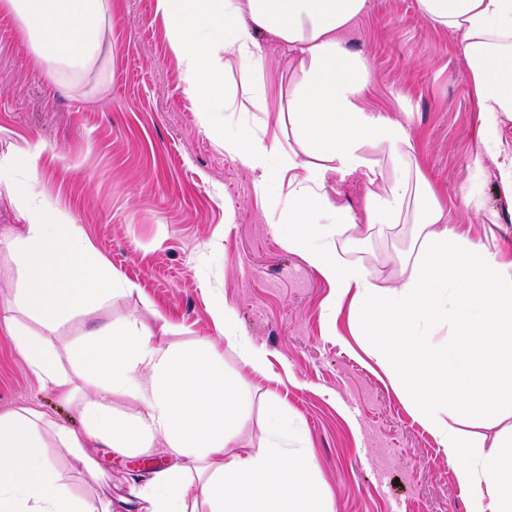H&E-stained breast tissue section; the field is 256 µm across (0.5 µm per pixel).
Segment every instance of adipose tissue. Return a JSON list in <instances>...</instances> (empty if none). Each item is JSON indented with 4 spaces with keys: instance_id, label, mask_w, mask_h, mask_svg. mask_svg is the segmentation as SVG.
Masks as SVG:
<instances>
[{
    "instance_id": "adipose-tissue-1",
    "label": "adipose tissue",
    "mask_w": 512,
    "mask_h": 512,
    "mask_svg": "<svg viewBox=\"0 0 512 512\" xmlns=\"http://www.w3.org/2000/svg\"><path fill=\"white\" fill-rule=\"evenodd\" d=\"M369 0H156L170 47L197 106L201 127L225 154L257 176L282 237L334 291L351 298V319L392 372V382L438 439L459 485L470 488L467 512H512V259L467 238L427 179L408 121L367 109L370 73L346 35ZM429 24L459 36L470 74L482 147L496 152L499 181L512 204V146L501 137L512 121V0H417ZM16 18L44 76L93 65L112 17V0H0ZM296 53L288 111L270 134L227 128L241 101L268 108L267 56L258 34ZM291 138H283V129ZM38 153H0V189L20 196L24 222L0 241L19 276L13 303L0 314L17 351L38 380L79 410L81 429L57 424L27 404L0 413V512H116L111 497L78 496L49 455L65 451L93 480L111 485L97 447L150 453L163 440L170 457L136 496L139 512H335L319 492L310 446L281 412L268 418V442L237 449L234 428L249 410L242 377L227 376L212 345L195 351L164 346L137 316L91 330L71 350V369L46 328L134 288L101 258L81 228L37 190ZM360 176L369 186L364 218L331 201L329 178ZM287 182L288 199L272 188ZM412 223L415 255H401L393 284L343 257L340 240ZM227 351L252 373L266 372L265 352L237 333L218 308ZM451 323L447 342L431 327ZM126 396L140 411H112ZM500 424L491 442L465 435L448 412Z\"/></svg>"
}]
</instances>
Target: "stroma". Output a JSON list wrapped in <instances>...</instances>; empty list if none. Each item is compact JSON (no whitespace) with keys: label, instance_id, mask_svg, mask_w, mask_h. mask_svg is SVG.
<instances>
[{"label":"stroma","instance_id":"stroma-1","mask_svg":"<svg viewBox=\"0 0 512 512\" xmlns=\"http://www.w3.org/2000/svg\"><path fill=\"white\" fill-rule=\"evenodd\" d=\"M371 78L365 107L410 116L423 170L450 223L472 241L512 256V208L497 157L475 141L477 112L458 39L428 24L416 0H370L348 32ZM269 110L235 113L232 126L261 134L288 101L292 53L265 40ZM106 74L45 80L16 20L0 14V153L38 151L39 189L62 208L135 290L42 329L60 352L83 331L130 315L166 321L163 344H219L222 303L241 336L265 350L260 376L225 355L224 370L249 383L241 432L266 442L270 411L288 414L313 449L318 487L336 512H467L447 456L392 386L366 337L349 320L350 300L333 291L302 252L283 247L254 175L199 125L155 0H112ZM483 210L466 209L472 184ZM496 212L497 223L486 221ZM411 225L361 242L347 256L391 279L409 250ZM39 406L80 429L74 408L44 389L0 323V412Z\"/></svg>","mask_w":512,"mask_h":512}]
</instances>
